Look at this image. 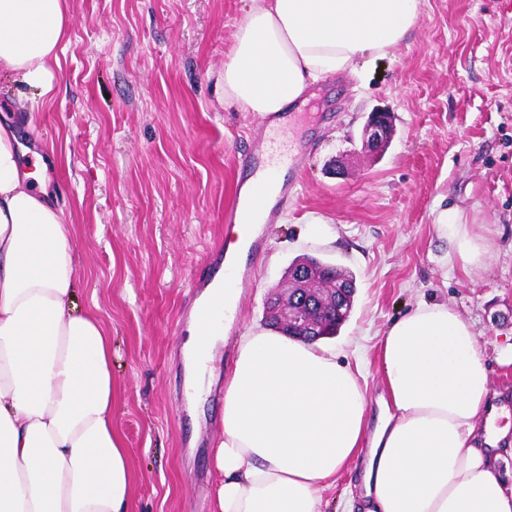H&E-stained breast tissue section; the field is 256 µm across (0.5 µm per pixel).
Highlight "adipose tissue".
<instances>
[{"label": "adipose tissue", "mask_w": 512, "mask_h": 512, "mask_svg": "<svg viewBox=\"0 0 512 512\" xmlns=\"http://www.w3.org/2000/svg\"><path fill=\"white\" fill-rule=\"evenodd\" d=\"M423 0H256L233 34L223 100L265 116L310 85L405 39ZM69 34L67 0H0V73L51 100ZM12 117L0 120V512H131L132 466L112 405V346L97 304L76 302L79 241ZM438 231L463 268L491 242L460 213ZM239 293L216 274L190 317L188 382L203 403L208 364ZM376 424L357 373L335 351L247 329L224 376L217 512H321L359 458L366 512H512L494 471L512 427L485 418L489 373L470 319L419 301L385 330Z\"/></svg>", "instance_id": "obj_1"}]
</instances>
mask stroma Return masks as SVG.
I'll return each mask as SVG.
<instances>
[{
    "mask_svg": "<svg viewBox=\"0 0 512 512\" xmlns=\"http://www.w3.org/2000/svg\"><path fill=\"white\" fill-rule=\"evenodd\" d=\"M252 0H68L70 31L49 105L29 94L19 141L60 155L51 187L80 241L77 300H97L112 335L114 409L133 465L132 512H215L224 369L238 338L295 258L349 271L348 320L324 339L361 364L376 415L384 329L421 300L473 324L492 394L512 399V0H426L405 40L356 72L312 85L279 126L221 103L216 80ZM391 112L394 138L363 152L362 127ZM263 139L296 168L294 198L260 228V254L213 362L201 412L185 385L184 346L199 280L232 233L224 202ZM458 209L493 250L485 266L449 261L437 230Z\"/></svg>",
    "mask_w": 512,
    "mask_h": 512,
    "instance_id": "obj_1",
    "label": "stroma"
}]
</instances>
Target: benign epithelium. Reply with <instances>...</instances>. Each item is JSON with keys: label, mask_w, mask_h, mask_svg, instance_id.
I'll return each instance as SVG.
<instances>
[{"label": "benign epithelium", "mask_w": 512, "mask_h": 512, "mask_svg": "<svg viewBox=\"0 0 512 512\" xmlns=\"http://www.w3.org/2000/svg\"><path fill=\"white\" fill-rule=\"evenodd\" d=\"M394 136L391 114L384 111L370 113L362 130V145L372 154H381ZM305 292L302 300L290 297L292 288L277 296L268 307L267 318L278 325L297 331L310 330L330 314L335 286L310 273L298 281Z\"/></svg>", "instance_id": "obj_1"}]
</instances>
